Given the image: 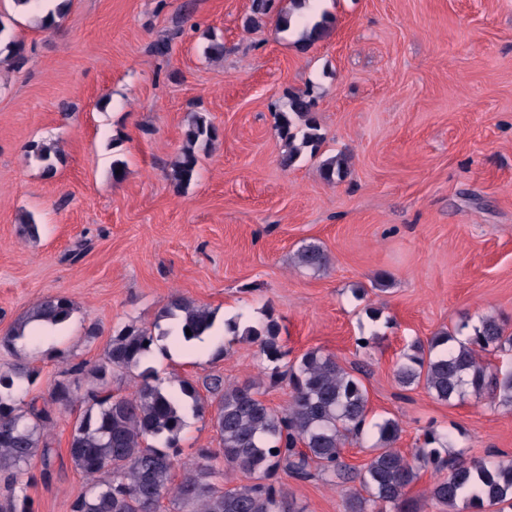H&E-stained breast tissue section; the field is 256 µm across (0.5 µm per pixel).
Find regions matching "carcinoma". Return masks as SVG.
Masks as SVG:
<instances>
[{
  "instance_id": "obj_1",
  "label": "carcinoma",
  "mask_w": 512,
  "mask_h": 512,
  "mask_svg": "<svg viewBox=\"0 0 512 512\" xmlns=\"http://www.w3.org/2000/svg\"><path fill=\"white\" fill-rule=\"evenodd\" d=\"M303 24L307 28L300 41H313L326 28L327 15L311 24L305 18ZM24 60L21 43L11 40L0 47V65L14 66ZM313 108L310 92L288 91L277 123L285 147L280 165L285 169L292 167L305 149L314 152L323 141ZM216 136L207 117L195 116L169 173L176 186L191 183L200 153L209 149ZM30 149L44 162L47 172L54 171L53 160L58 158L54 146L37 143ZM320 171L329 183L340 180L346 174V158L331 157L321 164ZM295 259L299 267L313 272L323 271L329 264L327 253L316 244L299 248ZM72 312L73 304L64 296L42 299L0 337V349L14 352L17 341L26 336L27 325L60 326ZM162 318L175 321L177 336L187 343L210 330L216 314L175 295ZM224 332L258 344L259 355L273 364L271 380L279 381L278 363L288 359V351L278 342L277 320L269 315L254 326L242 324L238 317L226 319ZM157 334L169 335L158 321L150 327L124 326L112 336L98 364L88 370L76 366L65 371L51 388L50 399L56 404L67 407L78 400L85 404L71 436L69 454L88 486L72 502L71 512H157L169 495L183 512H296L288 489L278 481L281 472L301 481L320 476L326 485L344 493L346 512H387L389 508L421 512L410 490L420 469L429 466L435 479L424 498L444 506L446 512H457L461 503L469 512L512 509V457L469 459L461 451L450 453L452 436L431 428L416 448L414 460H409L393 448L401 432L399 423L391 418L368 421V395L361 380L333 356L318 350L289 362L290 398L282 410L261 399L255 382L227 383L220 376L205 380L212 401L190 380L178 376L174 378L178 393H170L148 371L140 374L134 392H112L107 375L138 367L151 352ZM455 341V336L442 331L425 344H412L411 353L396 370L397 383L402 387L422 385L436 400L448 404L472 395L512 407V368L493 371L483 359L485 354L512 349L507 324L486 316L466 342L457 345ZM38 376L36 368L23 362L0 371V474L6 478L0 512H31L27 496L17 491V476L37 459L41 476L47 478L54 464L55 451L48 440L53 424L50 411L35 397L28 401L20 398L25 386L33 385ZM83 376L90 384L79 398L75 390ZM208 408L221 448L201 452L199 460L175 483L178 461L168 449L178 446L186 410L199 415ZM366 437L374 439L373 456L358 474L341 460V454L345 445ZM229 470L246 472L251 482L234 487L216 483ZM356 480L358 489L350 487Z\"/></svg>"
}]
</instances>
